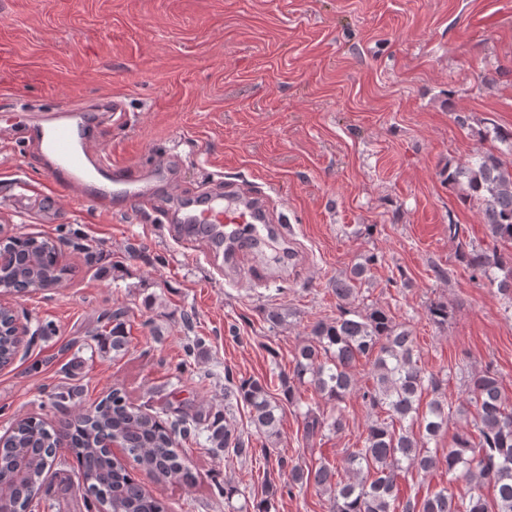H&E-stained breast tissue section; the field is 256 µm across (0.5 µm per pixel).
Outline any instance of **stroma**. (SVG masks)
<instances>
[{"instance_id":"35a3bbf8","label":"stroma","mask_w":512,"mask_h":512,"mask_svg":"<svg viewBox=\"0 0 512 512\" xmlns=\"http://www.w3.org/2000/svg\"><path fill=\"white\" fill-rule=\"evenodd\" d=\"M114 98L123 119L100 121L93 145L133 168L174 160L172 182L142 210L57 186L13 109ZM493 123L512 128V0H0V226L48 239L70 268L56 287L10 300L29 334L0 368V435L28 416L60 424L117 387L172 417L223 411L251 452L217 460L186 443L194 487L128 462L168 512L263 500L270 512H332L315 486L272 497L266 486L285 481L279 457L339 467L361 447L371 414L359 392L342 405L343 430L311 439L286 406L273 444L224 387L256 379L280 395L311 325L336 315L331 282L365 261L358 309L404 324L446 397L464 400L468 376L490 367L512 403V301L459 258L512 245L489 237L480 203L440 175L495 148ZM234 182L266 194L292 228L289 245L258 254L260 281L225 277L207 241L187 244L164 222L173 198ZM438 302L442 324L429 316ZM274 308L287 315L277 328ZM118 309L127 345L117 354L108 315ZM199 337L203 354L186 357ZM68 387L75 400L55 406ZM224 481L240 490L229 503L212 492ZM446 485L469 491L443 465L399 481L405 496Z\"/></svg>"}]
</instances>
